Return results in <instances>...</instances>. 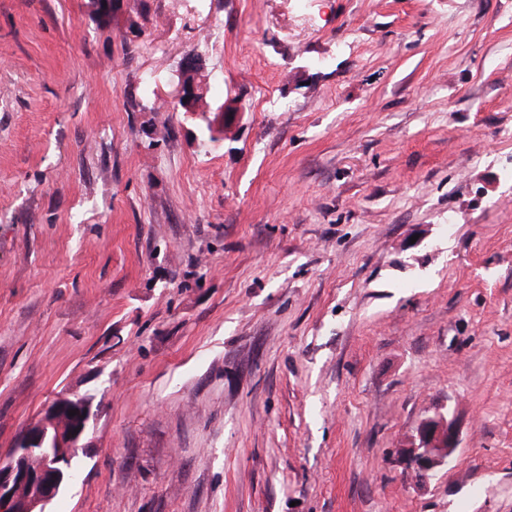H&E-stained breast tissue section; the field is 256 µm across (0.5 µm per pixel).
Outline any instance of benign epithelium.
<instances>
[{
	"mask_svg": "<svg viewBox=\"0 0 512 512\" xmlns=\"http://www.w3.org/2000/svg\"><path fill=\"white\" fill-rule=\"evenodd\" d=\"M194 68L179 67L175 101L191 114L199 112L200 94ZM77 414L71 416L69 411ZM95 413L78 394L62 393L43 409L40 419L26 425L12 448L0 455V512H45V506L71 480L66 462L88 447ZM47 446L53 454L37 456L34 449ZM459 446L458 422L449 412L424 420L403 449L406 467L426 482L454 458Z\"/></svg>",
	"mask_w": 512,
	"mask_h": 512,
	"instance_id": "1",
	"label": "benign epithelium"
}]
</instances>
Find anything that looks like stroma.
I'll return each mask as SVG.
<instances>
[{
	"mask_svg": "<svg viewBox=\"0 0 512 512\" xmlns=\"http://www.w3.org/2000/svg\"><path fill=\"white\" fill-rule=\"evenodd\" d=\"M121 3L0 0V452L97 412L46 512H512V0ZM188 61L189 59L183 62L177 72L179 81L176 84L175 103L178 102L183 110L193 114L199 113L197 96L200 94V91L193 77V73H195L194 68L186 64ZM183 99H186V102H183ZM459 446V429L456 417L438 412L428 417L408 438L403 448L405 465L417 474L421 482L432 479L454 458Z\"/></svg>",
	"mask_w": 512,
	"mask_h": 512,
	"instance_id": "stroma-1",
	"label": "stroma"
}]
</instances>
